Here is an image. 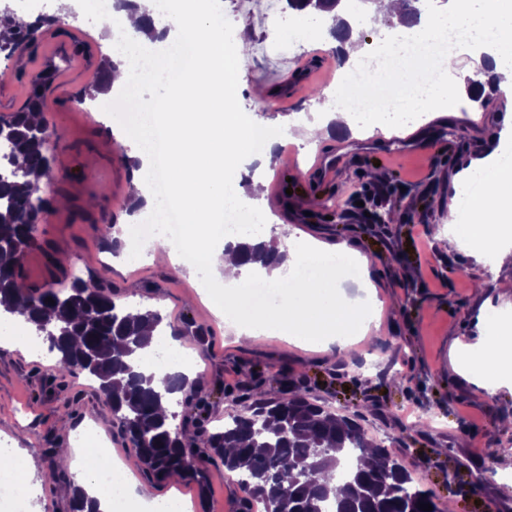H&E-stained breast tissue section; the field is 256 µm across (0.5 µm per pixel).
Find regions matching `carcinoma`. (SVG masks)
<instances>
[{
  "label": "carcinoma",
  "instance_id": "1",
  "mask_svg": "<svg viewBox=\"0 0 512 512\" xmlns=\"http://www.w3.org/2000/svg\"><path fill=\"white\" fill-rule=\"evenodd\" d=\"M284 2L291 10L331 20L333 33L346 25L334 11H348L347 0ZM55 24V17L40 16L7 38L0 35V57L8 61L21 55L41 29ZM40 75L42 82L31 85L25 105L0 116V295L19 302L8 312L23 315L34 329L45 324L53 329L51 349L60 354L61 377L86 375L98 382L146 472L157 482L180 472L204 494L205 471L195 461L202 446L237 476L239 512H252L256 499L266 504V512H423L421 503L431 505L432 512H454L453 505H439L431 490L414 482L355 419L311 402L298 390L285 389L271 398L261 393L250 409L228 416L224 426L210 431L199 424L186 435L160 411L162 400L186 391L201 414L212 392L190 384L182 373L149 371L139 361L155 342L152 333L166 331L159 311L132 315L93 279L75 277L65 292L52 284L33 288L24 281L23 260L39 246L37 224L51 208L48 199L31 191V180L50 177L43 97L54 70L46 68ZM237 247L244 262L268 265L264 244L243 240ZM72 512H99L98 501L80 490Z\"/></svg>",
  "mask_w": 512,
  "mask_h": 512
}]
</instances>
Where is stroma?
Masks as SVG:
<instances>
[{"instance_id":"1","label":"stroma","mask_w":512,"mask_h":512,"mask_svg":"<svg viewBox=\"0 0 512 512\" xmlns=\"http://www.w3.org/2000/svg\"><path fill=\"white\" fill-rule=\"evenodd\" d=\"M263 2L242 0V13L227 14L224 24L228 34L243 26L248 36L246 74L234 90L236 109L273 123L293 112L312 113L315 91L330 92L331 82L316 76L295 94L271 96L255 107L253 85L273 89L295 78L326 40L292 12L266 18ZM52 5L58 24L21 56L0 60V114L25 103L32 74L47 65L58 69L44 101L47 151L54 159L48 186L68 203L45 214L39 225L40 245L27 253L21 269L26 282L39 288L67 273L90 276L110 288L115 302L160 310L180 331L197 384L212 392L208 421L243 411L258 392L276 394L286 378L310 400L356 416L368 436L384 441L440 502H453L455 512H512V453L489 454L494 444L512 446V428L503 422L512 416V390L480 393L456 368L453 353L455 342L483 340L488 312L512 295V271L491 275L483 257L442 248L438 240L446 225L456 223L460 199L480 163L512 154V91L496 90L484 106L458 97L447 111L390 133L363 127L352 137L281 147L268 165L241 170L243 208L255 210L251 183L265 181L273 205L268 223L292 227L298 241L311 236L357 250L368 262L360 279L375 287L384 308L379 331L352 338L339 353L301 349L278 337L239 341L186 267L148 258L127 261L106 239L102 220L134 222L127 213L130 148L115 133L113 118L121 116L129 126L134 119L130 104L110 98L92 112L82 98L87 84L78 71L110 53L103 40L109 21L86 9L83 0ZM77 42L88 45L87 55L74 53ZM459 127L464 137L455 136ZM321 153L338 165L318 181L309 169ZM372 183L390 188L395 219L346 220L349 201ZM199 327L206 331L201 341L194 335ZM88 425L108 439L114 456H135L97 384L61 378L56 356L23 353L11 341L0 342V447L23 458L37 483L33 512H70L73 478L55 483L44 475L53 450L67 447ZM199 457L206 462L207 493L189 480L179 492L198 512H237L234 476L221 461L210 460L208 449H200Z\"/></svg>"}]
</instances>
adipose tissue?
I'll list each match as a JSON object with an SVG mask.
<instances>
[{
    "label": "adipose tissue",
    "mask_w": 512,
    "mask_h": 512,
    "mask_svg": "<svg viewBox=\"0 0 512 512\" xmlns=\"http://www.w3.org/2000/svg\"><path fill=\"white\" fill-rule=\"evenodd\" d=\"M136 6L118 14L123 37L132 42L133 58H117L112 75V91L149 102L157 121L167 134L168 167L166 176L171 196L181 211L183 241L200 247L207 266L215 268L228 288L229 297H237L248 272L238 252L208 241L206 224L222 216L236 188L239 169L246 164H266L282 139L301 143L310 138L344 135L352 131V119L341 108L329 103L318 106L320 115L311 122L292 119L276 126L247 117L230 109V85L245 73L243 44L227 38L220 22L224 0H175L174 22L161 23L156 0H135ZM448 26H487L493 31V44L463 45L465 68L475 81L494 82L512 88V0H451L449 13L436 25L415 27L414 32L428 38ZM187 40L197 47V57L188 80L171 88L157 79L165 61L164 45ZM410 68L426 83V102L410 96L398 99L396 111H444L459 90L457 69H449L436 78L434 63L413 60ZM265 133L266 152L253 151L256 133ZM150 135L141 126L125 132L138 165L132 172L131 192L140 200L144 213H152L158 203L149 190L146 176L153 157L145 143ZM478 219L473 224H456L447 238L456 245L490 254V273L512 268V169H497L484 194L474 204ZM260 320L273 331L319 346L320 350L345 349L354 331H369L357 302L337 299L336 282L328 270H321L303 284L297 297L270 309H259ZM503 328L491 326L485 340L466 346L463 364L478 385L494 391L512 387V346L502 336Z\"/></svg>",
    "instance_id": "adipose-tissue-1"
}]
</instances>
